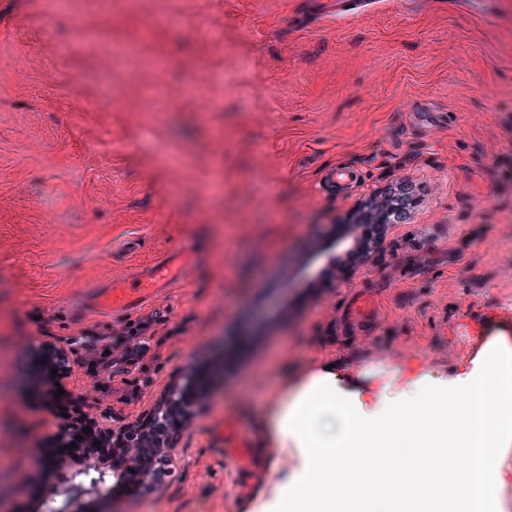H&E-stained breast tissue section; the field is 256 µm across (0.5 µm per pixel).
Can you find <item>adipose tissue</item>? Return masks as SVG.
I'll return each mask as SVG.
<instances>
[{
  "label": "adipose tissue",
  "instance_id": "obj_1",
  "mask_svg": "<svg viewBox=\"0 0 512 512\" xmlns=\"http://www.w3.org/2000/svg\"><path fill=\"white\" fill-rule=\"evenodd\" d=\"M269 478L245 512H504L512 472V324L449 375L285 365L252 419ZM466 466L449 467V455Z\"/></svg>",
  "mask_w": 512,
  "mask_h": 512
}]
</instances>
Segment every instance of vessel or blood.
<instances>
[{
    "instance_id": "1",
    "label": "vessel or blood",
    "mask_w": 512,
    "mask_h": 512,
    "mask_svg": "<svg viewBox=\"0 0 512 512\" xmlns=\"http://www.w3.org/2000/svg\"><path fill=\"white\" fill-rule=\"evenodd\" d=\"M192 257L190 248L172 249L167 256L142 265L133 277L121 283L88 289L73 305L72 311L82 316H102L115 311L135 312L148 300L187 279L192 271ZM211 440L215 447L223 450L226 461L234 468L235 494H246L262 484L266 470L257 460L249 440L237 431L233 423H217L211 431Z\"/></svg>"
}]
</instances>
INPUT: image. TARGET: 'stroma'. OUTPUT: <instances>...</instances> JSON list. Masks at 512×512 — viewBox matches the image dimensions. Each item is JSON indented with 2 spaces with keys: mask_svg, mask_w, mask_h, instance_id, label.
<instances>
[{
  "mask_svg": "<svg viewBox=\"0 0 512 512\" xmlns=\"http://www.w3.org/2000/svg\"><path fill=\"white\" fill-rule=\"evenodd\" d=\"M508 118L512 0H0V512L26 503L54 435L13 376L41 324L77 362L67 387L115 424L144 419L189 370L231 365L169 482L95 512H238L210 431L251 435L282 362L444 373L468 359L458 324L512 317ZM345 165L361 174L346 197L326 184ZM403 174L422 186L410 223L337 267V225ZM179 242L194 267L140 311L157 329L144 368L85 375V346L127 318L62 309ZM358 291L376 302L360 330L346 322Z\"/></svg>",
  "mask_w": 512,
  "mask_h": 512,
  "instance_id": "stroma-1",
  "label": "stroma"
}]
</instances>
